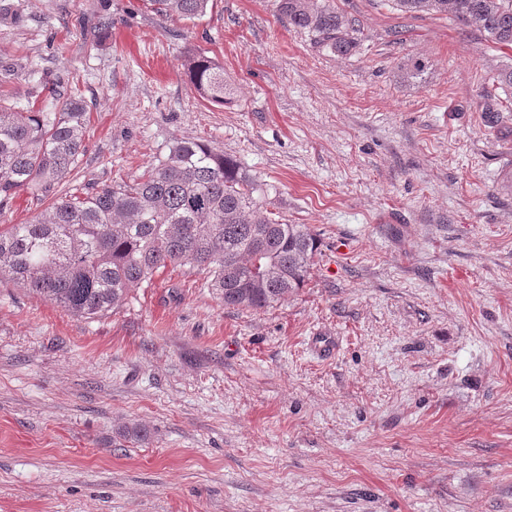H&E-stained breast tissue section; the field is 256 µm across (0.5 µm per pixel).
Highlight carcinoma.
<instances>
[{"label": "carcinoma", "instance_id": "obj_1", "mask_svg": "<svg viewBox=\"0 0 512 512\" xmlns=\"http://www.w3.org/2000/svg\"><path fill=\"white\" fill-rule=\"evenodd\" d=\"M157 12L186 20L210 0H147ZM409 13L447 16L512 50V0H392ZM288 24L312 34L338 56L361 46L359 21L332 0H279ZM410 58L398 78L424 71ZM185 74L205 101L232 102L224 66L199 55ZM512 89V63L492 77ZM35 110L0 97V211L20 191L47 208L28 224L0 228V284L13 283L71 315L95 319L120 309L135 289L168 265L204 275L224 305L260 310L304 287L318 239L304 224H286L264 211L267 185L240 170L233 157L195 141H177L158 164L132 183L63 188L86 150L89 111L78 89H47Z\"/></svg>", "mask_w": 512, "mask_h": 512}]
</instances>
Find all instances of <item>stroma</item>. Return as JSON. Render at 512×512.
<instances>
[{"label":"stroma","mask_w":512,"mask_h":512,"mask_svg":"<svg viewBox=\"0 0 512 512\" xmlns=\"http://www.w3.org/2000/svg\"><path fill=\"white\" fill-rule=\"evenodd\" d=\"M10 2L0 94L72 77L91 107L71 184L201 141L319 250L259 312L173 265L94 320L0 287V512H512V108L484 96L512 51L390 0H335L366 36L343 58L278 0L193 23L146 0ZM193 54L232 103L199 97ZM411 56L426 69L404 84ZM185 74L203 100L222 106L232 102L230 85L224 81V66L219 62L195 56L188 60Z\"/></svg>","instance_id":"35a3bbf8"}]
</instances>
